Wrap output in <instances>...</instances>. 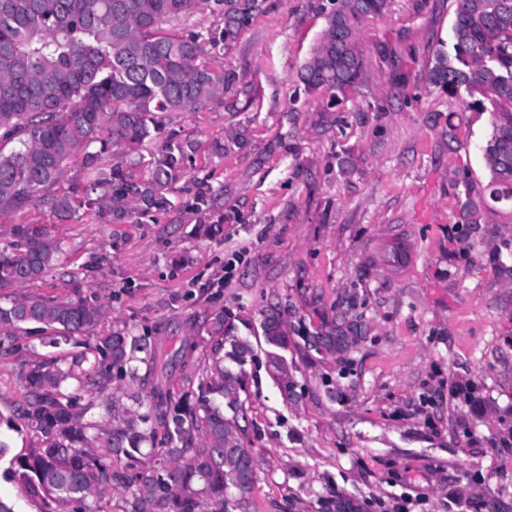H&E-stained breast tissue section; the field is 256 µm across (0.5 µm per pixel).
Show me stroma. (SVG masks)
I'll use <instances>...</instances> for the list:
<instances>
[{
	"label": "stroma",
	"instance_id": "obj_1",
	"mask_svg": "<svg viewBox=\"0 0 512 512\" xmlns=\"http://www.w3.org/2000/svg\"><path fill=\"white\" fill-rule=\"evenodd\" d=\"M322 0H267L219 65L239 82L164 134L195 140L174 207L154 219L71 221L32 203L0 226L45 224L60 266L25 293L64 300L70 274L100 325L182 327L226 309L259 325L279 305L293 387L264 343L248 364L254 512H512V219L464 223V181H487V115L430 87L454 0H390L364 21L365 80L339 106L303 91ZM244 139L216 156L214 143ZM213 190L197 208L199 179ZM224 218L223 240L192 235ZM348 336L317 351L321 317ZM34 355L0 357V411Z\"/></svg>",
	"mask_w": 512,
	"mask_h": 512
}]
</instances>
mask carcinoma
I'll list each match as a JSON object with an SVG mask.
<instances>
[{
	"label": "carcinoma",
	"mask_w": 512,
	"mask_h": 512,
	"mask_svg": "<svg viewBox=\"0 0 512 512\" xmlns=\"http://www.w3.org/2000/svg\"><path fill=\"white\" fill-rule=\"evenodd\" d=\"M448 41L433 52L428 83L489 115L483 148L489 180L475 193L464 182L461 213L478 224L490 197L512 210V0H455ZM389 0H330L325 27L303 64L306 94L329 93V105L358 90L364 53L360 27L384 15ZM266 9V0H0V213L29 203L49 205L61 221L96 208L110 223L174 206L178 184L197 151L188 138L168 136L144 159L145 141L177 112L205 108L235 85L210 51L229 48ZM208 10L213 28L167 31L166 20ZM112 157L103 164L102 155ZM83 157L84 179L53 191ZM145 165L132 179L130 169ZM63 249L45 224H13L0 248V355L37 325L50 346L82 344L106 314L94 296L58 301L12 290L58 265ZM251 323L214 310L185 328L169 349L163 325L135 335L126 328L98 336L92 371L80 388L108 390L104 420L86 413L78 390L66 386L84 358L43 356L22 376L23 403L0 426L21 421L37 444L14 456L3 476L44 504L42 512H97L93 498L109 488L124 496L122 512H252L257 460L247 447L248 373L254 348L242 330ZM271 377L288 396V323L271 306L261 323ZM341 330L322 320L319 339L336 352ZM103 443L112 460L94 453ZM201 487H195V484Z\"/></svg>",
	"instance_id": "carcinoma-1"
}]
</instances>
